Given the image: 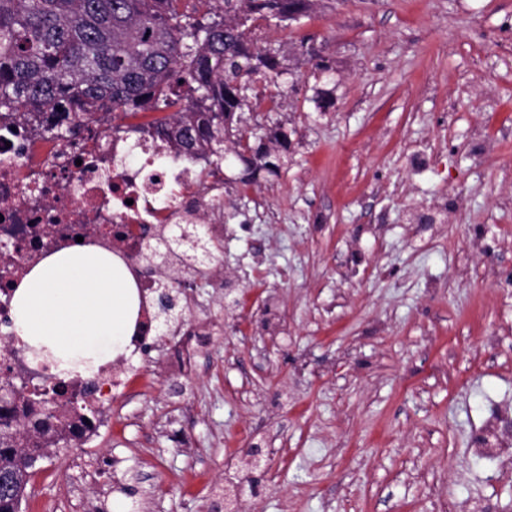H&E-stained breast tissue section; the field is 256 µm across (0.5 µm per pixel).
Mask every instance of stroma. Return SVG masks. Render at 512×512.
I'll list each match as a JSON object with an SVG mask.
<instances>
[{
	"label": "stroma",
	"instance_id": "35a3bbf8",
	"mask_svg": "<svg viewBox=\"0 0 512 512\" xmlns=\"http://www.w3.org/2000/svg\"><path fill=\"white\" fill-rule=\"evenodd\" d=\"M251 41L284 72L241 129L283 126L288 163L221 162L224 237L179 300L209 346L127 355L139 397L22 512H213L237 480L241 512H512V0H317Z\"/></svg>",
	"mask_w": 512,
	"mask_h": 512
}]
</instances>
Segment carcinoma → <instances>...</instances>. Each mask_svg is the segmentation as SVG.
<instances>
[{"instance_id":"obj_1","label":"carcinoma","mask_w":512,"mask_h":512,"mask_svg":"<svg viewBox=\"0 0 512 512\" xmlns=\"http://www.w3.org/2000/svg\"><path fill=\"white\" fill-rule=\"evenodd\" d=\"M206 4L202 16L197 5ZM312 0H0V112L63 109L64 138L92 112L113 117L154 113L134 127L143 140L159 139L178 157L202 159L216 175L221 145L232 137L248 176L279 173L288 161V134L270 142L282 153L252 148L239 128L254 78L271 82L278 62L251 48L249 22L258 16L285 21L304 14ZM146 251L161 262L191 251L198 263L213 257L212 240L195 247L170 238L148 239ZM33 430L45 436L61 415L55 399L34 391L26 398ZM13 407H0V473L11 476V495L0 494V512H18L33 472L24 456L41 458L38 440L17 444Z\"/></svg>"}]
</instances>
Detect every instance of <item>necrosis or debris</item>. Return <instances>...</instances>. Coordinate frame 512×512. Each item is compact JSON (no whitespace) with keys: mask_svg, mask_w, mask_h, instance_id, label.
<instances>
[{"mask_svg":"<svg viewBox=\"0 0 512 512\" xmlns=\"http://www.w3.org/2000/svg\"><path fill=\"white\" fill-rule=\"evenodd\" d=\"M59 120L54 112L0 114V240L11 243L0 250V317L10 311L12 286L31 267L79 240L120 256L140 288H147L144 227L167 233L185 222L169 186L191 181V168L159 165V150L149 141L140 145L143 165H124L131 149L128 127L114 129L111 119L96 116L58 139ZM121 385L109 362L89 377L70 378L65 395H93L102 419Z\"/></svg>","mask_w":512,"mask_h":512,"instance_id":"1","label":"necrosis or debris"}]
</instances>
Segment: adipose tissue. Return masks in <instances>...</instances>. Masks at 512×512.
I'll return each mask as SVG.
<instances>
[{"label": "adipose tissue", "mask_w": 512, "mask_h": 512, "mask_svg": "<svg viewBox=\"0 0 512 512\" xmlns=\"http://www.w3.org/2000/svg\"><path fill=\"white\" fill-rule=\"evenodd\" d=\"M140 306L136 283L112 253L75 245L46 258L15 288L10 330L33 363L65 379L127 347Z\"/></svg>", "instance_id": "ef3b65f1"}]
</instances>
